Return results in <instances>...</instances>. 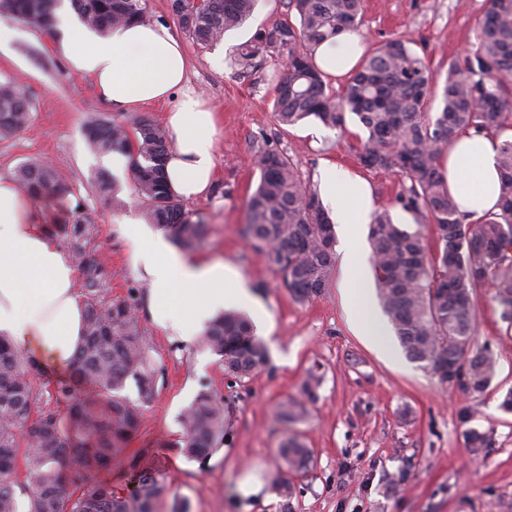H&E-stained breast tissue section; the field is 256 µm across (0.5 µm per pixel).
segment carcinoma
I'll use <instances>...</instances> for the list:
<instances>
[{
    "mask_svg": "<svg viewBox=\"0 0 512 512\" xmlns=\"http://www.w3.org/2000/svg\"><path fill=\"white\" fill-rule=\"evenodd\" d=\"M61 0H0V13L52 28ZM256 0H172L182 29L206 48L242 25ZM82 22L99 32L148 19L142 0H71ZM287 18L258 30L237 49L245 65L272 45L288 53L287 72L275 87L274 116L280 127L313 117L322 125L345 130L347 115L367 132L358 152L367 170H396L409 186L396 196L412 215L416 230L395 223L387 210L370 224L372 263L378 298L406 357L431 369L443 384L481 392L495 375L497 361L487 347L474 348L477 299L482 289L493 296L500 319L512 328V138L502 140L497 168L502 184L499 211L465 221L441 171L448 144L459 133L501 136L512 131V0H491L477 33V49L452 63L444 82L434 77L408 42L397 38L362 57L346 78L342 92L330 85L315 63L317 51L363 20V0H284ZM439 112H430L435 96ZM29 100L14 82H0V139L25 126ZM88 147L104 155L131 158L134 193L150 223L174 243L194 248L204 237V217L171 196L164 161L171 144L166 130L143 117L119 122L95 116L84 125ZM260 173L247 201L246 237L265 254L271 269L294 299L308 303L329 287L336 270L335 229L318 194L297 174L288 155L259 151ZM21 186L35 196L68 192L55 166L27 163L17 170ZM436 225L430 248L421 228ZM94 218L87 211L62 228L69 256L81 271L85 328L83 344L71 367L94 384L79 397L74 379L47 380L53 406L40 407L41 389L33 376L45 372L0 335V512H154L167 490L159 464L131 459L137 483L134 496L122 500L95 482L91 473L112 465L140 428L142 409L158 391L160 368L147 348L143 328L126 299H108L107 264L89 252ZM201 342L219 356L224 372L238 379L252 376L269 362L266 345L237 311L218 315ZM134 387L136 398L125 394ZM304 404L290 399L277 418L298 420ZM178 443L184 457L205 463L224 438V401L198 393L182 413ZM279 454L288 468L301 471L310 449L287 439ZM82 477L69 488L64 472ZM284 512H292L294 488L274 479Z\"/></svg>",
    "mask_w": 512,
    "mask_h": 512,
    "instance_id": "obj_1",
    "label": "carcinoma"
}]
</instances>
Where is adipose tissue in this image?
<instances>
[{
	"mask_svg": "<svg viewBox=\"0 0 512 512\" xmlns=\"http://www.w3.org/2000/svg\"><path fill=\"white\" fill-rule=\"evenodd\" d=\"M55 18V52L71 70L94 79L113 111L126 114L173 100V108L164 115L171 142L165 165L168 189L185 201L205 197L214 175L216 114L191 86L182 45L169 27L132 23L100 34L84 26L67 2L57 7ZM362 53L360 32H346L335 45L319 49L317 62L329 78L336 79ZM499 145L494 136L461 134L442 160L448 187L468 218H479L497 207ZM318 191L339 226V288L349 323L359 335L385 347L387 327L372 294L361 286L366 259L360 227L370 223L375 209L372 190L359 174L328 164L320 171ZM120 224L132 247V267L147 286L150 319L160 330L187 341L221 311L236 309L253 318L259 331H266L259 304L234 266L188 261L163 237L148 236L135 213L123 215ZM0 335L54 370L70 364L84 336L83 305L63 245L46 231L35 199L2 176Z\"/></svg>",
	"mask_w": 512,
	"mask_h": 512,
	"instance_id": "obj_1",
	"label": "adipose tissue"
}]
</instances>
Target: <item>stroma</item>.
Returning <instances> with one entry per match:
<instances>
[{"label":"stroma","instance_id":"stroma-1","mask_svg":"<svg viewBox=\"0 0 512 512\" xmlns=\"http://www.w3.org/2000/svg\"><path fill=\"white\" fill-rule=\"evenodd\" d=\"M488 0H366L361 32L365 49L396 38L410 40L438 78L451 62L476 49V33ZM153 22L171 28L189 61V79L216 113L219 129L214 154V186L206 198L189 202L207 224L204 243L189 258L233 264L270 318L264 343L269 363L251 377L225 374L217 355L198 341L165 335L145 317L147 288L130 264V246L118 221L135 205L131 175L116 178L115 197L101 196L91 185L100 166L87 148L82 126L92 115L109 114L91 78L72 72L52 49L51 31L12 20L14 37L0 46V82L13 81L27 93V124L0 140V175L36 161L59 167L71 192L42 196L45 224H68L77 206L94 212L92 249L111 271L108 295L132 299L141 312L146 344L161 377L158 392L144 409L141 430L130 450L168 442L161 467L168 491L155 512H171L174 498L189 502L190 512H280L283 501L268 485L277 476L294 486L293 512H512V413L501 407L512 389V334L499 318L493 289L478 298L477 344H489L497 373L483 392L468 393L442 385L403 353L380 352L356 335L337 286L312 302L294 300L270 269L264 254L243 235L246 204L260 175L253 156L263 149L286 153L302 180L317 187L319 170L330 163L362 172L378 209L393 219L405 216L396 201L405 184L393 171L362 170L357 152L360 127L348 118L347 132L306 119L282 130L273 116L274 78L282 74L285 52L268 49L251 65L234 60L237 47L257 30L286 17L283 0H257L252 16L225 33L217 48L196 45L182 29L171 0H146ZM322 376L315 401L293 424L276 420L278 405L300 398L308 372ZM222 396L224 442L206 465L187 460L173 444L183 427L180 417L201 388ZM491 435L489 448H471L469 430ZM312 452L306 472L281 464L278 448L288 436ZM265 483L245 498L238 492L244 472Z\"/></svg>","mask_w":512,"mask_h":512}]
</instances>
